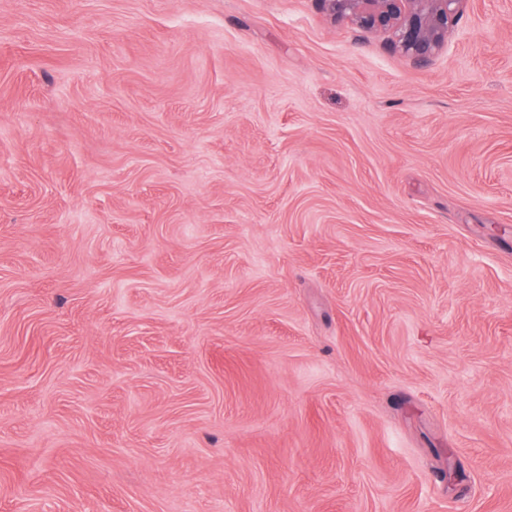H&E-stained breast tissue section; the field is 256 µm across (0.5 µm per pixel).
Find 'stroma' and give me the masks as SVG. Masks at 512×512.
<instances>
[{"label": "stroma", "mask_w": 512, "mask_h": 512, "mask_svg": "<svg viewBox=\"0 0 512 512\" xmlns=\"http://www.w3.org/2000/svg\"><path fill=\"white\" fill-rule=\"evenodd\" d=\"M0 512H512V0H0ZM334 20L368 33L391 35L393 47L418 63L448 42L470 0H316Z\"/></svg>", "instance_id": "obj_1"}]
</instances>
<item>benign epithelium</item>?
I'll list each match as a JSON object with an SVG mask.
<instances>
[{
    "label": "benign epithelium",
    "mask_w": 512,
    "mask_h": 512,
    "mask_svg": "<svg viewBox=\"0 0 512 512\" xmlns=\"http://www.w3.org/2000/svg\"><path fill=\"white\" fill-rule=\"evenodd\" d=\"M468 0H318L333 19L368 33L391 35L393 47L418 63L448 42Z\"/></svg>",
    "instance_id": "obj_1"
}]
</instances>
